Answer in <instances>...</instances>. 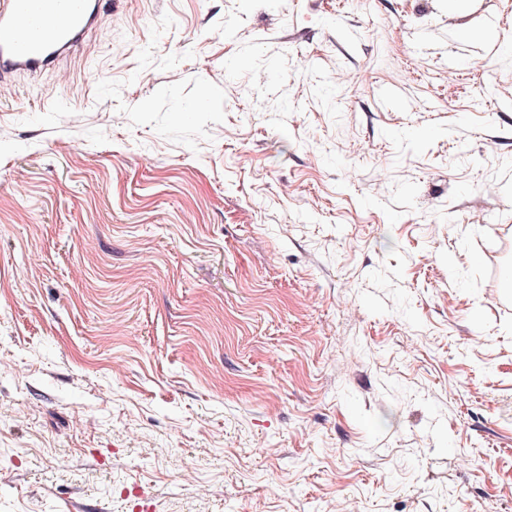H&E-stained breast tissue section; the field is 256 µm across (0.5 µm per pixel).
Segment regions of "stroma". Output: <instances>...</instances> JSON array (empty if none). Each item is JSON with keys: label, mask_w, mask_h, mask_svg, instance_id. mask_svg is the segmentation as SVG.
<instances>
[{"label": "stroma", "mask_w": 512, "mask_h": 512, "mask_svg": "<svg viewBox=\"0 0 512 512\" xmlns=\"http://www.w3.org/2000/svg\"><path fill=\"white\" fill-rule=\"evenodd\" d=\"M510 44L512 0H104L0 86V512H512Z\"/></svg>", "instance_id": "stroma-1"}]
</instances>
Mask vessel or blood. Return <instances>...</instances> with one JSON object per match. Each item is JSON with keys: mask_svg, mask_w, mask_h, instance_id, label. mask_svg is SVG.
<instances>
[{"mask_svg": "<svg viewBox=\"0 0 512 512\" xmlns=\"http://www.w3.org/2000/svg\"><path fill=\"white\" fill-rule=\"evenodd\" d=\"M101 0H0V84L67 61L98 25Z\"/></svg>", "mask_w": 512, "mask_h": 512, "instance_id": "vessel-or-blood-1", "label": "vessel or blood"}]
</instances>
